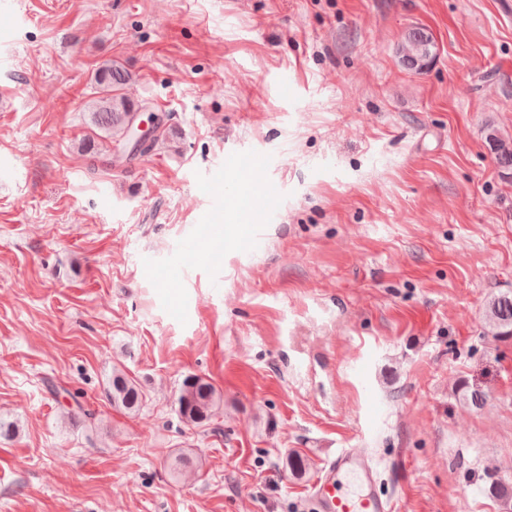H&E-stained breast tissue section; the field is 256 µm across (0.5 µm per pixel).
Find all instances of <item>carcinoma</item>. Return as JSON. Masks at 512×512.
I'll use <instances>...</instances> for the list:
<instances>
[{
  "instance_id": "carcinoma-1",
  "label": "carcinoma",
  "mask_w": 512,
  "mask_h": 512,
  "mask_svg": "<svg viewBox=\"0 0 512 512\" xmlns=\"http://www.w3.org/2000/svg\"><path fill=\"white\" fill-rule=\"evenodd\" d=\"M133 77L117 63L106 62L94 73L98 96L86 105L90 119L100 127L109 140L107 149L113 166L119 167L129 154H146L162 137H167L164 119L158 118V133L149 144L139 145L132 138L137 114L147 108V102H135L125 93V87ZM492 144L495 161L503 167L512 166V143L503 140L491 131L487 135ZM486 317L492 334L501 339H512V293H502L488 302ZM463 402L472 409H481L488 395L477 387L464 385L459 389ZM109 396L112 405L128 412L139 410L143 403V392L137 381L120 367L112 368L109 378ZM224 399L221 392L208 380L197 376H186L175 398V412L178 418L188 424L205 426L209 424ZM483 492L505 507L512 506V476L498 478L483 488Z\"/></svg>"
}]
</instances>
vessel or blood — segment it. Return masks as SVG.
<instances>
[{"mask_svg": "<svg viewBox=\"0 0 512 512\" xmlns=\"http://www.w3.org/2000/svg\"><path fill=\"white\" fill-rule=\"evenodd\" d=\"M377 471L363 448L340 449L311 484L315 512H395L393 499L376 489Z\"/></svg>", "mask_w": 512, "mask_h": 512, "instance_id": "1", "label": "vessel or blood"}]
</instances>
